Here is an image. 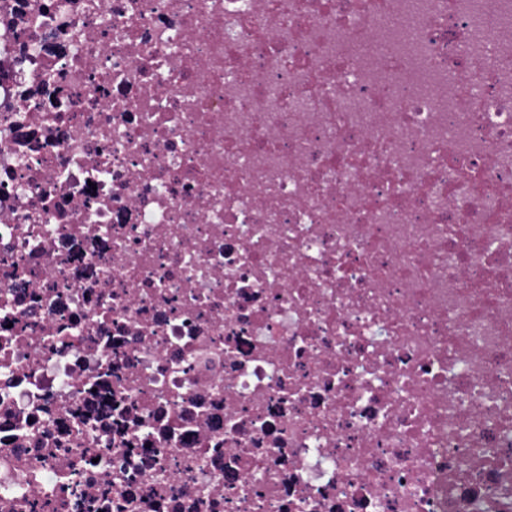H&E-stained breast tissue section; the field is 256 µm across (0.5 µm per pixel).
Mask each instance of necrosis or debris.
<instances>
[{
    "instance_id": "necrosis-or-debris-1",
    "label": "necrosis or debris",
    "mask_w": 512,
    "mask_h": 512,
    "mask_svg": "<svg viewBox=\"0 0 512 512\" xmlns=\"http://www.w3.org/2000/svg\"><path fill=\"white\" fill-rule=\"evenodd\" d=\"M0 512H512V0H0Z\"/></svg>"
}]
</instances>
